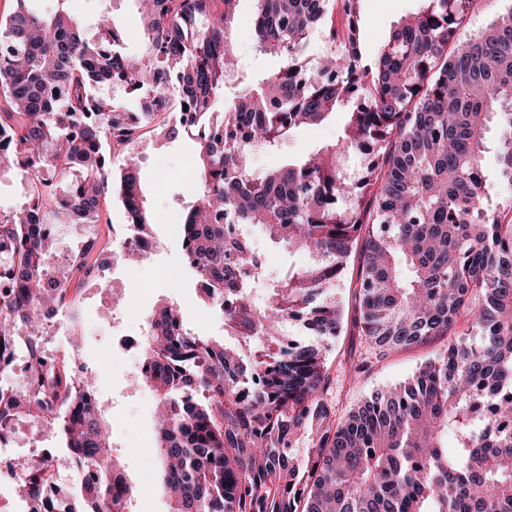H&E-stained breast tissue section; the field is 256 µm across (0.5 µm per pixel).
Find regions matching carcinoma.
<instances>
[{"label": "carcinoma", "instance_id": "cac0c4a2", "mask_svg": "<svg viewBox=\"0 0 512 512\" xmlns=\"http://www.w3.org/2000/svg\"><path fill=\"white\" fill-rule=\"evenodd\" d=\"M15 2L0 18V180L20 178L39 206L0 207V361L32 360L26 384L0 371V440L22 421L55 435L85 475L87 512H129L134 489L112 455L105 401L95 381L76 382L69 351L38 360V315L81 311L101 267L93 243L111 246L100 224L112 198L126 223L152 224L134 146L160 128L196 143L181 229L202 300L226 335L262 345L248 358L187 329L173 304L153 311L142 382L163 407L153 451L171 512H512V9L467 34L474 0H418L368 68L360 0H256V50L279 67L254 78L229 33L238 0H146L134 57L103 16L87 37L70 0L43 11ZM313 29L327 44L321 65L306 61ZM143 89L158 109H127ZM173 100L186 110L168 112ZM338 110L348 122L337 142L251 170V152L275 151ZM113 145L126 150L118 175ZM352 151L367 161L351 180ZM65 224L92 243L59 251L44 227ZM227 224L257 225L310 262L288 267L257 306L250 285L263 265ZM348 287L362 347L350 380L394 349L448 343L411 382L339 414L324 350L283 337L299 318L335 340ZM489 401L494 422L482 426L472 413ZM13 468L43 512H68L41 500L58 483L51 459Z\"/></svg>", "mask_w": 512, "mask_h": 512}]
</instances>
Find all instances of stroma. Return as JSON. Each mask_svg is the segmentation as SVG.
Segmentation results:
<instances>
[{"label":"stroma","mask_w":512,"mask_h":512,"mask_svg":"<svg viewBox=\"0 0 512 512\" xmlns=\"http://www.w3.org/2000/svg\"><path fill=\"white\" fill-rule=\"evenodd\" d=\"M417 6V0H361L360 49L365 65H376L381 38ZM71 9L91 37L96 34L98 15L110 13L123 36L126 50L138 53L141 21L134 0H73ZM256 11L255 0H240L231 29L238 57L248 75L274 66L271 59L257 55L253 48ZM345 122V114L336 113L325 124L298 131L277 153L252 152L249 163L253 169L264 170L288 158L314 152L334 142ZM194 151V142L186 136L172 142L163 134L150 132L140 139L136 147L140 176L148 192L153 211L152 233L160 242V250L143 266L131 267L122 262L106 269L87 286L83 303V342L72 350L73 356L97 368L99 394L119 422L112 453L121 459L127 475L138 488L132 512H170V503L161 485L158 458L151 451L156 397L150 388L134 380L133 372L140 355L120 350L117 336L124 332L146 333L149 315L164 301L180 306L193 329L202 335L215 338L224 335L223 319L208 313L195 281L185 274L181 241L169 228L171 212L184 207L189 197L180 175ZM251 238L265 262L266 280H276L288 267H298L307 261L303 254L271 245L259 231H252ZM161 267L183 270L181 287H164L156 278ZM114 292L126 295L125 309L113 310L110 295ZM358 348V331L353 325V311L348 308L344 311L341 336L327 349L332 363V399L343 413L373 392L386 391L406 382L421 365L440 353L443 344L438 341L427 347L392 352L353 384L345 367L350 352Z\"/></svg>","instance_id":"stroma-1"}]
</instances>
